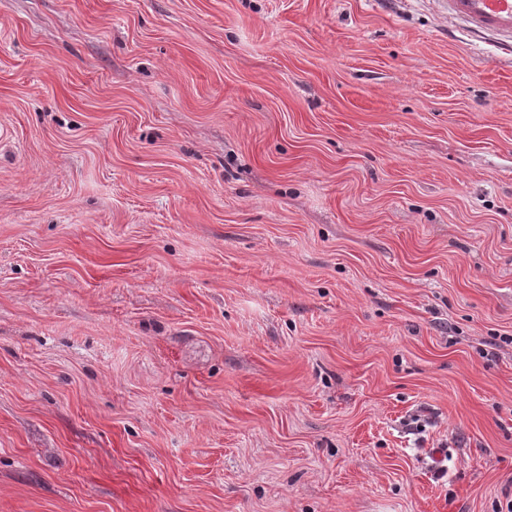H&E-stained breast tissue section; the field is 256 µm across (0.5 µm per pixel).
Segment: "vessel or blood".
Masks as SVG:
<instances>
[{
    "mask_svg": "<svg viewBox=\"0 0 512 512\" xmlns=\"http://www.w3.org/2000/svg\"><path fill=\"white\" fill-rule=\"evenodd\" d=\"M449 15L472 32L495 39L498 48L512 51V0H442Z\"/></svg>",
    "mask_w": 512,
    "mask_h": 512,
    "instance_id": "obj_1",
    "label": "vessel or blood"
}]
</instances>
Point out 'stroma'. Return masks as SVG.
<instances>
[{
  "instance_id": "obj_1",
  "label": "stroma",
  "mask_w": 512,
  "mask_h": 512,
  "mask_svg": "<svg viewBox=\"0 0 512 512\" xmlns=\"http://www.w3.org/2000/svg\"><path fill=\"white\" fill-rule=\"evenodd\" d=\"M512 53L440 0H0V512H497Z\"/></svg>"
}]
</instances>
